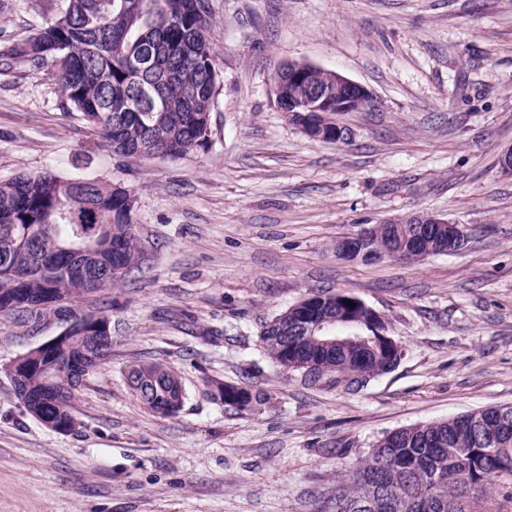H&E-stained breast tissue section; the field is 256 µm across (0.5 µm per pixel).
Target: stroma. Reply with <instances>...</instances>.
Here are the masks:
<instances>
[{
    "label": "stroma",
    "instance_id": "1",
    "mask_svg": "<svg viewBox=\"0 0 512 512\" xmlns=\"http://www.w3.org/2000/svg\"><path fill=\"white\" fill-rule=\"evenodd\" d=\"M222 90L208 150L112 152L47 78L0 65V180L52 170L125 186L143 257L89 296L112 358L87 377L75 432L25 413L0 370V512H327L340 473L384 435L512 405V0H214ZM288 62L367 87L347 143L308 138L275 104ZM438 214L455 253L365 265L338 237ZM348 292L386 322L397 367L345 393L265 355V322L314 292ZM62 327L0 315V367ZM181 377L175 416L129 389L131 363ZM264 393L240 411L207 379Z\"/></svg>",
    "mask_w": 512,
    "mask_h": 512
}]
</instances>
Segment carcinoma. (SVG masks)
<instances>
[{"mask_svg":"<svg viewBox=\"0 0 512 512\" xmlns=\"http://www.w3.org/2000/svg\"><path fill=\"white\" fill-rule=\"evenodd\" d=\"M212 0H60L56 14L32 25V33L0 53L3 65L22 64L57 86L62 106L80 113L114 153L139 158L163 153L176 160L209 148L205 127L221 92L211 38ZM125 188L98 180L64 179L50 172L0 181V313L31 320L23 301H57L39 321H55L60 307L83 314L85 297L112 287L138 268L141 251ZM410 234V258L426 245ZM30 234L32 243L7 245ZM95 249L73 270L70 248ZM322 305L344 312L336 336L360 341L328 348L295 314L267 322L260 342L268 359L307 384L362 387L388 372L389 349L378 343L376 320L350 293L319 294ZM355 306H348V302ZM112 355V345L90 336L49 350L33 370L10 377L20 403L56 425L78 424L75 403L86 376ZM127 381L136 400L162 417L181 411L180 377L152 361L132 364ZM209 394L239 410L265 401L247 387L210 380ZM331 512H512V406L479 409L442 421L401 428L379 439L340 477Z\"/></svg>","mask_w":512,"mask_h":512,"instance_id":"1","label":"carcinoma"}]
</instances>
